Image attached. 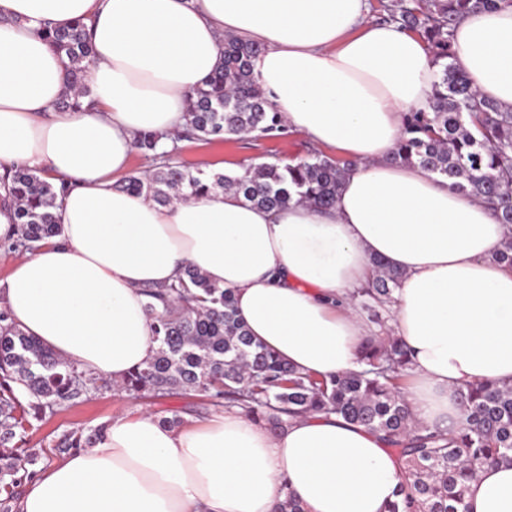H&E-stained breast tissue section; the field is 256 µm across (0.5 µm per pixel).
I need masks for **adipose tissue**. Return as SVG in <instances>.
<instances>
[{"label": "adipose tissue", "mask_w": 512, "mask_h": 512, "mask_svg": "<svg viewBox=\"0 0 512 512\" xmlns=\"http://www.w3.org/2000/svg\"><path fill=\"white\" fill-rule=\"evenodd\" d=\"M78 21L96 53L91 102L63 110L64 63L40 30ZM228 35L260 46L255 81L289 132L351 160L332 208L267 210L229 191L165 207L115 188L138 133L169 147ZM452 61L512 107V6L467 14ZM438 80L426 43L375 22L368 0H0V172L69 185L61 234L14 262L0 305L62 361L119 380L154 348L144 288L192 265L232 290L255 340L327 378L361 367L372 332L350 294L378 257L405 273L394 327L410 410L458 427L460 388L512 383V269L493 260L507 229L487 204L387 160ZM400 482L379 436L334 414L273 433L239 408L174 428L138 406L42 468L17 512H280L290 494L302 512H386ZM465 498L468 512H512V465L482 467Z\"/></svg>", "instance_id": "ef3b65f1"}]
</instances>
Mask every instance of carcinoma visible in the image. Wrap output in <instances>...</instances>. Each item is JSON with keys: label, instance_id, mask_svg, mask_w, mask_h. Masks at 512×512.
Returning a JSON list of instances; mask_svg holds the SVG:
<instances>
[{"label": "carcinoma", "instance_id": "obj_1", "mask_svg": "<svg viewBox=\"0 0 512 512\" xmlns=\"http://www.w3.org/2000/svg\"><path fill=\"white\" fill-rule=\"evenodd\" d=\"M512 5V0H383L384 20L414 31L427 43L440 68L432 111L408 112L389 160L418 163L448 179L449 187L491 205L512 229V110L482 98L451 62L455 26L467 13ZM64 59L67 94L62 107L78 108L89 96L84 72L95 59L85 27L43 28ZM259 47L224 38V61L190 97L181 138L192 141L234 137L278 138L287 128L253 78ZM162 135L139 134L134 149L160 160L153 172L132 175L123 188L144 193L167 206L213 191H234L246 202L282 209L296 201L317 209L331 207L349 163L315 152L296 163L246 164L239 175L192 171L158 152ZM0 200L13 207L9 251L37 250L60 233L52 208L67 185H56L36 169L14 167L0 176ZM372 279L356 289L369 319L391 300L404 279L381 259L372 258ZM145 312L153 321L152 357L120 383L130 395L156 399L191 392L215 408L241 406L254 420L275 429L282 416L335 413L381 435L402 464V483L387 512H467L465 493L480 467L512 465V384L479 383L460 389L464 422L456 429L418 423L404 401L412 373L404 344L396 336L369 340L364 368L318 378L299 373L249 334L237 317L233 292L211 283L193 266L176 282L143 289ZM114 381L63 363L36 338L25 334L0 309V512H16L20 488L35 475L39 448H14L17 431L42 421ZM104 427L63 435L55 454L88 448Z\"/></svg>", "mask_w": 512, "mask_h": 512}]
</instances>
